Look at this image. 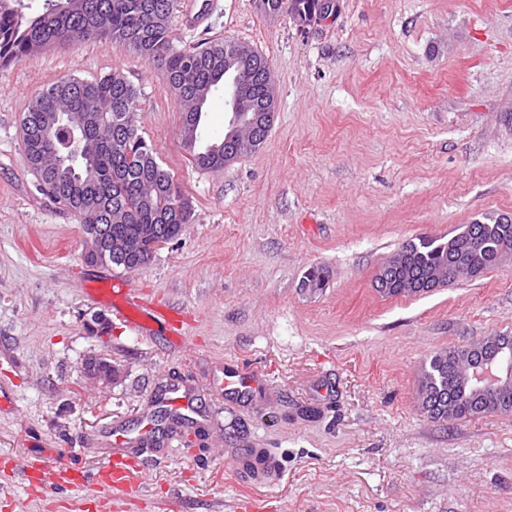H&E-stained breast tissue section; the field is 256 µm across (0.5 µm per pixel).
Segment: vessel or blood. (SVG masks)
Wrapping results in <instances>:
<instances>
[{
    "instance_id": "vessel-or-blood-1",
    "label": "vessel or blood",
    "mask_w": 512,
    "mask_h": 512,
    "mask_svg": "<svg viewBox=\"0 0 512 512\" xmlns=\"http://www.w3.org/2000/svg\"><path fill=\"white\" fill-rule=\"evenodd\" d=\"M219 8V0H190L186 13L187 28L195 29L210 24ZM110 286L116 287L122 305L115 313L135 333L162 331L169 340L184 343L187 339L184 326L189 321L185 310L175 309L146 297L142 289L131 287L124 277L110 279ZM127 439H118L110 454L109 466L100 474L99 481L110 488L126 487L131 480L128 468L129 450ZM27 478L36 495H46L57 486L79 480L80 472L43 458L32 462L26 468Z\"/></svg>"
}]
</instances>
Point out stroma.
Listing matches in <instances>:
<instances>
[{
	"mask_svg": "<svg viewBox=\"0 0 512 512\" xmlns=\"http://www.w3.org/2000/svg\"><path fill=\"white\" fill-rule=\"evenodd\" d=\"M336 2L305 27L254 0H221L194 31L174 9V46L230 40L272 69L265 142L219 170L191 164L163 71L109 39L0 69V512H512V413L437 421L418 398L433 355L512 336V260L418 295L375 289L410 240L512 221V0ZM111 71L137 88V124L193 209L130 273L195 315L180 346L113 315L97 282L119 267L85 262L80 217L26 160L34 93ZM314 266L329 272L317 291L302 286ZM96 356L112 381L87 378ZM241 369L253 388L225 390ZM171 385L193 401L179 452L155 441L128 488H103L113 435L136 439ZM254 448L271 469L246 468ZM34 456L83 482L30 495Z\"/></svg>",
	"mask_w": 512,
	"mask_h": 512,
	"instance_id": "35a3bbf8",
	"label": "stroma"
}]
</instances>
